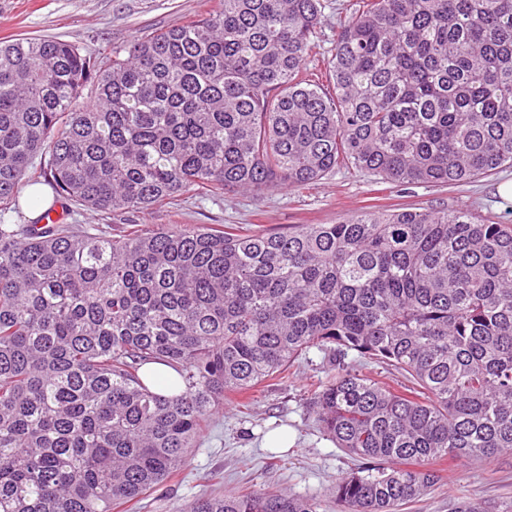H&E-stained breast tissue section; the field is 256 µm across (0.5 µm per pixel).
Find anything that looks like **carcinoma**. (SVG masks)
<instances>
[{"label": "carcinoma", "mask_w": 512, "mask_h": 512, "mask_svg": "<svg viewBox=\"0 0 512 512\" xmlns=\"http://www.w3.org/2000/svg\"><path fill=\"white\" fill-rule=\"evenodd\" d=\"M325 8L219 0L124 58L0 42V211L41 180L110 215L340 168L448 185L512 167V0H359L324 85L304 73ZM313 348L333 364L307 412L362 464L325 507L259 488L191 512H401L439 462L512 453V224L446 208L250 234L0 223V512L144 499L190 464L225 395ZM149 363L177 378L145 385ZM454 512H512V497Z\"/></svg>", "instance_id": "obj_1"}]
</instances>
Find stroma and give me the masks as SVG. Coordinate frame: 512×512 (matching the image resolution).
Masks as SVG:
<instances>
[{"instance_id": "obj_1", "label": "stroma", "mask_w": 512, "mask_h": 512, "mask_svg": "<svg viewBox=\"0 0 512 512\" xmlns=\"http://www.w3.org/2000/svg\"><path fill=\"white\" fill-rule=\"evenodd\" d=\"M333 2V8L324 12L316 56L309 65L319 79L334 52L336 14L349 12L354 0ZM217 4L218 0H0V40L51 36L75 42L92 54L109 53L153 30L183 24ZM508 181L512 168L505 167L468 183L402 189L369 173L340 169L306 188H279L260 197L237 190L219 196L189 193L174 205L107 217L70 203L65 209L68 223L78 232L104 222L116 228L132 224L143 233L168 224H233L244 230L276 231L291 224H330L374 207L466 208L512 224V201L498 193ZM326 369L324 354L314 349L295 363L289 380H266L243 400L227 397L193 449L188 469L151 492L142 512H189L194 499L216 486L227 491L270 486L325 498L336 479L356 465L306 411ZM284 429L291 436L289 447H273L271 433ZM438 473L436 489L415 503L412 512H453L461 499L487 501L512 495L510 454L489 462H445Z\"/></svg>"}]
</instances>
